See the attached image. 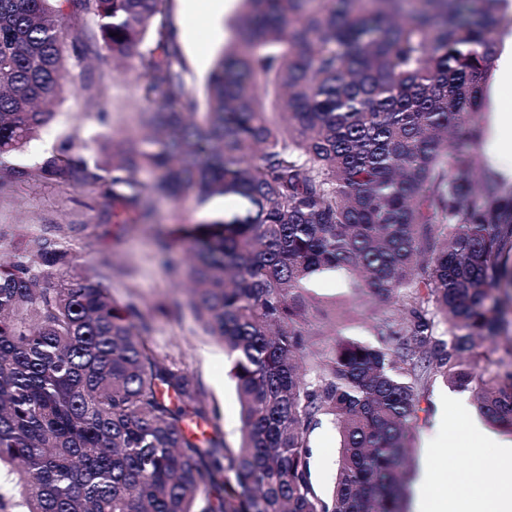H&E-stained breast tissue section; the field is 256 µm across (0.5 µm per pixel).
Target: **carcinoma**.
<instances>
[{"label":"carcinoma","mask_w":512,"mask_h":512,"mask_svg":"<svg viewBox=\"0 0 512 512\" xmlns=\"http://www.w3.org/2000/svg\"><path fill=\"white\" fill-rule=\"evenodd\" d=\"M502 23L512 0H241L201 112L172 0H0L1 185L97 189L102 225L152 223L157 194L237 203L181 227L184 305L232 357L236 447L185 431L213 420L202 386L158 361L107 263L89 272L40 234L0 264V470L26 512H404L435 376L512 429V182L471 153L449 162L453 138L485 139ZM90 57L135 72L144 135L6 165L53 117L40 104L70 60L98 106ZM157 253L179 271L161 232ZM325 271L385 305L380 345L309 344L303 284ZM324 416L340 437L327 498L309 463Z\"/></svg>","instance_id":"obj_1"}]
</instances>
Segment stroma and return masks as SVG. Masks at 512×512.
<instances>
[{
  "label": "stroma",
  "mask_w": 512,
  "mask_h": 512,
  "mask_svg": "<svg viewBox=\"0 0 512 512\" xmlns=\"http://www.w3.org/2000/svg\"><path fill=\"white\" fill-rule=\"evenodd\" d=\"M173 21L186 35L181 50L187 67V84L197 98H204L206 78L225 41L214 37L203 13L177 10ZM102 72L105 91L97 111L83 112L81 90L65 93L40 138L17 156V163L33 165L54 151L68 134L91 144L104 136L122 139L136 127L138 114L132 109V74L109 65L103 66ZM212 210V205L199 207L190 198L179 203L162 198L155 205L152 223L102 226L98 223L95 192L85 190L65 195L35 181L10 185L0 192V258L16 257L17 241L39 235L45 225H76V232L70 233L67 239L76 262L94 268L101 259L111 261L109 285L113 297L134 304L150 321L153 330L149 341L162 363L176 364L195 373L215 411L214 424L223 439L234 447L240 437V407L231 377L232 359L223 345L204 331L189 309L163 313V305L182 295L188 279L174 278L166 272L158 262L155 244L157 231L177 233L185 219L199 221L208 218ZM352 281V275L335 271L315 275L307 281L310 294L326 310L311 326L315 347H324L329 335L337 329L352 341L379 345L380 339L371 331L370 324L382 306L371 297L359 294ZM455 394L461 395L468 409H475L470 392H456L439 377L431 381L409 443V460L414 466L422 464L437 402ZM339 441L332 417H324L312 436L310 464L315 487L325 496L331 494L336 482Z\"/></svg>",
  "instance_id": "stroma-1"
}]
</instances>
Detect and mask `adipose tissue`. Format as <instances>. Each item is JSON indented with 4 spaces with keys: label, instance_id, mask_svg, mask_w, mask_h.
<instances>
[{
    "label": "adipose tissue",
    "instance_id": "1",
    "mask_svg": "<svg viewBox=\"0 0 512 512\" xmlns=\"http://www.w3.org/2000/svg\"><path fill=\"white\" fill-rule=\"evenodd\" d=\"M440 430L454 428L457 451L469 455L470 465L441 469L434 457H427L416 481V505L422 512H512V436L488 426L466 411L463 404L450 403L448 411L438 412ZM493 456L496 475L486 481L481 451ZM464 484L469 494L453 493L454 485Z\"/></svg>",
    "mask_w": 512,
    "mask_h": 512
}]
</instances>
